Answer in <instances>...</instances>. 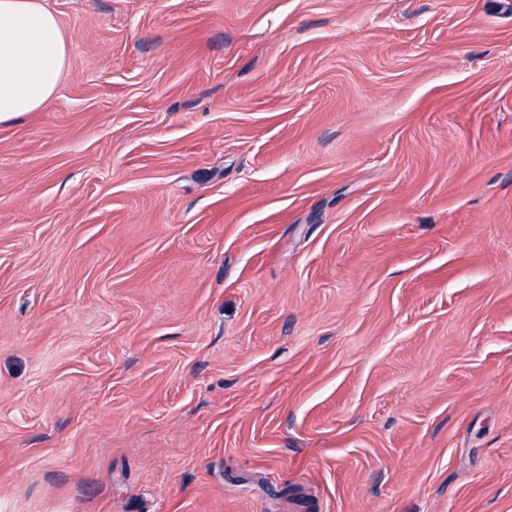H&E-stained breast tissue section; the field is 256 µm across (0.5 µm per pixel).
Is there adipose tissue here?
Instances as JSON below:
<instances>
[{"mask_svg": "<svg viewBox=\"0 0 512 512\" xmlns=\"http://www.w3.org/2000/svg\"><path fill=\"white\" fill-rule=\"evenodd\" d=\"M67 64V40L43 0H0V124L47 104Z\"/></svg>", "mask_w": 512, "mask_h": 512, "instance_id": "ef3b65f1", "label": "adipose tissue"}]
</instances>
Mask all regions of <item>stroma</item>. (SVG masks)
I'll return each mask as SVG.
<instances>
[{
    "mask_svg": "<svg viewBox=\"0 0 512 512\" xmlns=\"http://www.w3.org/2000/svg\"><path fill=\"white\" fill-rule=\"evenodd\" d=\"M43 2L0 512H512V0Z\"/></svg>",
    "mask_w": 512,
    "mask_h": 512,
    "instance_id": "1",
    "label": "stroma"
}]
</instances>
